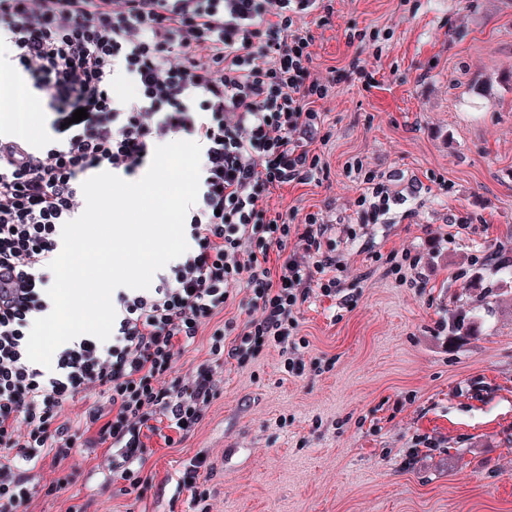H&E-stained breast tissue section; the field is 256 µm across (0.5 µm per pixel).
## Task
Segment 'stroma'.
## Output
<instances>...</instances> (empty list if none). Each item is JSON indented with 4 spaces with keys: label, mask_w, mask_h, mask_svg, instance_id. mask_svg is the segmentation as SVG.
<instances>
[{
    "label": "stroma",
    "mask_w": 512,
    "mask_h": 512,
    "mask_svg": "<svg viewBox=\"0 0 512 512\" xmlns=\"http://www.w3.org/2000/svg\"><path fill=\"white\" fill-rule=\"evenodd\" d=\"M324 2L331 14L301 25L329 86L312 144L327 168L269 204L330 224L351 307H302L303 372L276 347L225 360L195 433L151 439L147 492L83 448L62 464L72 483H32L17 512H194L175 485L198 456L210 512H512V279L475 262L512 260V0ZM367 172L405 198L375 221L354 206ZM454 222L468 230L450 244ZM409 256L414 286L392 273ZM462 314L476 335L453 334ZM422 436L435 449H416Z\"/></svg>",
    "instance_id": "stroma-1"
}]
</instances>
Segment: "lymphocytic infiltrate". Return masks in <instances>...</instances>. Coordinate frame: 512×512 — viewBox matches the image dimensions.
<instances>
[{
  "label": "lymphocytic infiltrate",
  "mask_w": 512,
  "mask_h": 512,
  "mask_svg": "<svg viewBox=\"0 0 512 512\" xmlns=\"http://www.w3.org/2000/svg\"><path fill=\"white\" fill-rule=\"evenodd\" d=\"M320 0H0V49L27 77L47 120L40 146L0 134V512H15L45 458L107 448L134 488L150 436L189 438L222 390L211 366L179 374L207 336L215 360L244 362L275 346L304 369L294 336L312 296L334 298L329 227L318 213L271 209L273 190L323 171L310 143L328 94L311 76L314 37L297 23ZM133 97H114L118 79ZM87 116L73 122L78 109ZM200 144L201 175L185 230L188 251L155 287L117 291L109 344H63L45 373L26 355L48 311L64 223L85 208L82 184L102 170L137 175L161 143ZM300 247L288 248L290 239ZM247 318L225 342L217 316L234 291ZM95 397L79 416L76 397Z\"/></svg>",
  "instance_id": "obj_1"
}]
</instances>
